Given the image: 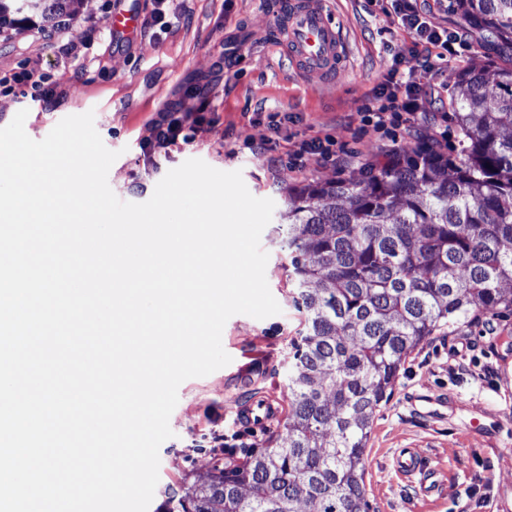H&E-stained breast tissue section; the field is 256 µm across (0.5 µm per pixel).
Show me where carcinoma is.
Masks as SVG:
<instances>
[{
	"label": "carcinoma",
	"instance_id": "1",
	"mask_svg": "<svg viewBox=\"0 0 512 512\" xmlns=\"http://www.w3.org/2000/svg\"><path fill=\"white\" fill-rule=\"evenodd\" d=\"M81 0H0L73 18ZM482 42L512 55V0H455ZM464 157L417 150L288 190L281 243L304 315L288 414L271 446L167 491L161 512H369L364 451L406 356L475 308L512 311V66L455 80Z\"/></svg>",
	"mask_w": 512,
	"mask_h": 512
}]
</instances>
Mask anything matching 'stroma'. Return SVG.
Listing matches in <instances>:
<instances>
[{
    "label": "stroma",
    "instance_id": "35a3bbf8",
    "mask_svg": "<svg viewBox=\"0 0 512 512\" xmlns=\"http://www.w3.org/2000/svg\"><path fill=\"white\" fill-rule=\"evenodd\" d=\"M337 13L349 46L346 72L326 81L296 74L277 25L273 0H172L171 26L165 33L150 27L154 0H125V9L141 21L128 49L114 48L107 25L108 0H82L61 34L45 36L41 18L21 20L0 30V73L33 70L56 81L68 76L66 94L51 104L0 91V127L27 110L25 131L44 139L64 117L93 112L104 145L118 154L108 183L123 201L142 203L165 174L198 158L221 171H241L249 192L287 209L289 188L337 179H364L370 165L386 154L410 155L421 148L460 156L456 125L447 142H437L430 123L397 131L388 140L363 125L362 113L384 79L396 53L408 51L413 35L400 29L379 0H327ZM427 23L458 33L466 48L460 56L435 63L427 81L435 90L430 106L437 112L449 100L455 76L479 66H499L501 58L484 47L454 10L451 0H417ZM72 53H65V46ZM208 99L214 120L198 129L193 142L151 160L141 145L151 136L150 120L165 104L179 102L196 110ZM285 112L290 122L273 132L261 115ZM320 136L344 150L340 158L311 162L300 172L288 167L289 138ZM269 255L266 278L280 314L259 320L231 317L222 345L229 365L205 377L184 381L170 417L172 438L159 449V482L148 512H158L166 487L203 468L219 435L240 445L225 462H241L248 449L267 447L282 430L281 420L251 426L239 409L259 396L288 398V372L300 341L303 316L291 301L288 257L274 225L261 235ZM494 324L496 334L486 332ZM463 340L470 351L448 353ZM512 312L480 310L465 321L428 337L408 355L377 409L364 453V484L370 512H512ZM414 448L436 472L439 485L428 496L418 491V476L393 464L395 453Z\"/></svg>",
    "mask_w": 512,
    "mask_h": 512
}]
</instances>
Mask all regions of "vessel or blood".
Wrapping results in <instances>:
<instances>
[{
  "label": "vessel or blood",
  "instance_id": "obj_1",
  "mask_svg": "<svg viewBox=\"0 0 512 512\" xmlns=\"http://www.w3.org/2000/svg\"><path fill=\"white\" fill-rule=\"evenodd\" d=\"M276 16L282 27L283 44L292 66L303 73H317L331 79L345 72L349 50L345 36L327 10L324 0H277ZM271 401L246 406L241 418L255 426L267 425L276 418ZM397 469L420 478L423 491L435 490V473L423 456L404 448L395 457Z\"/></svg>",
  "mask_w": 512,
  "mask_h": 512
}]
</instances>
